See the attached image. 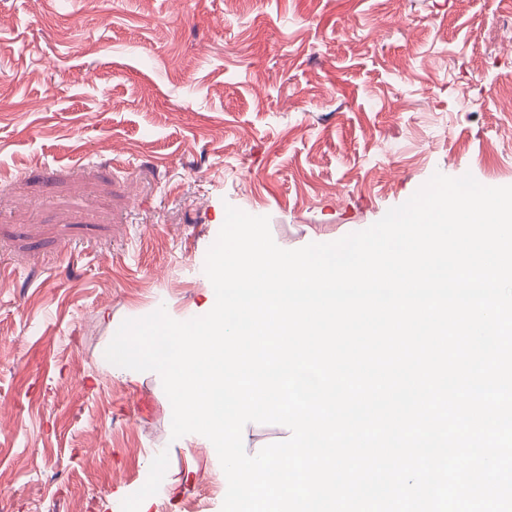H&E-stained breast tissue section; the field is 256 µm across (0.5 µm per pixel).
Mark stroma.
Returning a JSON list of instances; mask_svg holds the SVG:
<instances>
[{
	"mask_svg": "<svg viewBox=\"0 0 512 512\" xmlns=\"http://www.w3.org/2000/svg\"><path fill=\"white\" fill-rule=\"evenodd\" d=\"M512 0H0V512H221L124 320L210 301L226 206L336 241L434 173L512 185ZM83 165H75V156Z\"/></svg>",
	"mask_w": 512,
	"mask_h": 512,
	"instance_id": "35a3bbf8",
	"label": "stroma"
}]
</instances>
